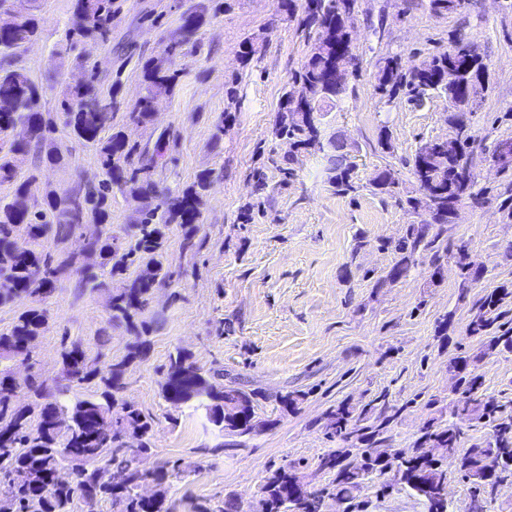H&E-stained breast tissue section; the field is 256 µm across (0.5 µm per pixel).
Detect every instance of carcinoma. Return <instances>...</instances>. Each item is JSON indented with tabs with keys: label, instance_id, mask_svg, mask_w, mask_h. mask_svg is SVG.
Wrapping results in <instances>:
<instances>
[{
	"label": "carcinoma",
	"instance_id": "carcinoma-1",
	"mask_svg": "<svg viewBox=\"0 0 512 512\" xmlns=\"http://www.w3.org/2000/svg\"><path fill=\"white\" fill-rule=\"evenodd\" d=\"M20 18L0 25V136H6L19 124L27 125V140L11 144L0 155V184L13 185L12 195L0 199V304L27 302L14 318L11 328L0 333V512H73L76 496H88L108 502L112 512H173L167 501L166 485L180 476L177 466L160 467L151 473L157 491L154 498L143 500L138 486L146 474L137 464L141 452L151 450V419L132 405H125L121 393L129 366L145 359L151 349L150 328L137 316L149 304L153 290L170 284L173 274L164 249V226L179 224L183 228L182 249L194 252L202 243L196 241L200 206L204 193L211 185L210 174L199 175L196 186L182 194H166L155 206L137 210L133 219L135 243L126 247L112 235L108 221L111 215L112 190L132 198L155 194L153 175L166 163L169 135L161 131L153 147L130 142L120 130L112 131L115 114L126 108L125 118L138 126H147L154 113L155 101L171 95L176 87L178 70L175 60L182 55L186 35L199 29L208 16L204 0L189 6L183 14V35L172 38L163 46L160 56L142 65L144 93L133 104L123 106L118 93L104 96L97 87L98 75L88 59L81 60L87 72L86 81L68 84L58 99V110L64 124L78 139L98 145L99 161L105 179L96 185L62 193L50 192L44 202H31L29 183L36 179L37 168L30 163L32 148L47 149L51 161L63 159L56 145V123L51 113L38 109L41 96L25 68L16 62L18 53L36 41L41 34V0H23ZM123 0H74L73 21L68 32L70 45L93 41L105 43L112 34V20L121 12ZM357 0H308L310 22L316 24L319 36L308 61L296 71L292 83L296 90L286 94L284 106L276 124V135L286 138L298 150H312L322 155L329 183L336 191L354 190L350 180L353 165L344 146L322 134L323 104L341 103L347 96L349 82L336 75L344 57L352 53L351 32L347 22L355 12ZM436 15H449L465 7V0H430ZM375 90L385 104L390 105L402 91L421 100L436 92L448 99V126H454L464 116L474 124L488 91V69L484 57L474 55L465 45L454 42L448 50L422 62L420 71L407 75L402 72L399 58L389 57L379 68ZM473 129L469 140L455 141L452 147H438L429 161L417 152L412 162V174L418 195L398 199L413 209H429L428 221L408 225L405 235L396 245L399 260L389 277L404 276L414 256L420 251L431 253L435 272L445 259L458 266L460 287H470L471 273L456 243L443 242V226L452 222V211L470 202L479 205L488 190L473 179L461 184L455 168L462 162L473 166L475 149L494 161L498 159L502 140L491 145ZM27 171L25 180L19 174ZM508 184L498 195L499 210L512 221V168L504 172ZM99 226L98 236L89 241L83 252L75 254L66 247L76 234H83L88 223ZM54 233L61 245L56 255L46 253L42 242ZM73 276L76 287L108 292V324L125 326L134 333L127 354L98 368L90 364L80 343L64 347L61 353L62 371L68 384L58 389V395L46 394L44 382L30 379L28 391L33 397L24 408L13 405L15 358H32L33 341L47 325L44 304L54 294L57 284ZM117 287H112V283ZM509 295L507 289L494 290L475 304L468 324L471 336L485 339L486 349L512 353V319L503 308ZM482 356H461L455 367L461 368L460 395L451 403L448 421L428 423L415 442V447L436 450L429 457L414 451L408 453L407 464L384 458L380 449L386 447L387 427L393 416L371 405L357 411L342 401L327 412L326 428L343 442L366 444L359 463L350 461L351 451L340 448L319 458L318 468L330 474L327 487L306 496H293L291 481L298 467L286 465L267 476L256 495L254 512H323L328 496L348 503L357 498L365 481L374 472L394 469L399 483L422 500L427 512L439 503L442 487L448 485V470L444 468V451L455 447L465 426L488 423L493 428L492 440L482 448L484 459L499 466L496 476L511 477L512 465L500 466L504 459L512 460V414L503 415L499 405L482 400L483 376L477 371ZM222 376L209 374L192 360V355L177 348L169 354L165 367L161 395L170 401L172 393L190 387L182 382L201 381L210 389V400L199 402L188 394L185 407L206 411L208 421L219 432L230 437H246L263 430L268 422L256 417L257 394L241 386L228 389L215 382ZM98 380L103 390L91 399H66L69 388ZM58 415L73 420V426L62 433L49 428ZM127 429L141 430L142 446L126 448L122 434ZM106 458L103 468L88 467L86 454ZM68 466L75 482L60 485L53 481L55 472ZM472 485L473 498L490 512L493 481L463 473ZM194 512H239L238 502L226 498L212 505H194Z\"/></svg>",
	"mask_w": 512,
	"mask_h": 512
}]
</instances>
